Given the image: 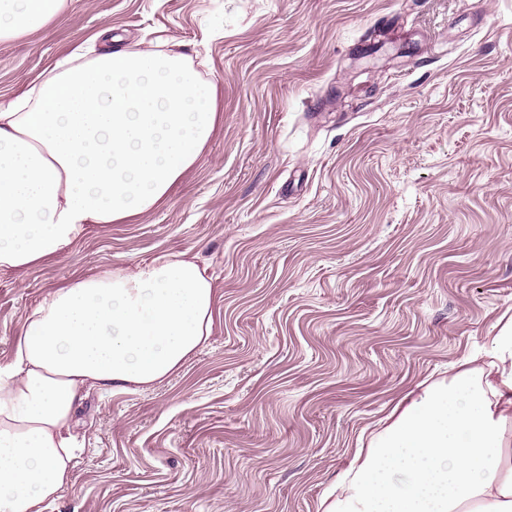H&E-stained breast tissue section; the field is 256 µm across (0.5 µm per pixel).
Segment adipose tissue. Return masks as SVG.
Returning <instances> with one entry per match:
<instances>
[{
  "label": "adipose tissue",
  "instance_id": "ef3b65f1",
  "mask_svg": "<svg viewBox=\"0 0 512 512\" xmlns=\"http://www.w3.org/2000/svg\"><path fill=\"white\" fill-rule=\"evenodd\" d=\"M67 0H0V41ZM216 87L185 54L112 47L65 57L0 112V270L73 247L166 200L216 125ZM215 288L187 255L100 268L48 292L0 366V512H44L71 483L86 385L149 388L212 333ZM324 512H512V318L446 381L404 398Z\"/></svg>",
  "mask_w": 512,
  "mask_h": 512
}]
</instances>
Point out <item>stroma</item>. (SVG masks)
I'll use <instances>...</instances> for the list:
<instances>
[{
    "instance_id": "1",
    "label": "stroma",
    "mask_w": 512,
    "mask_h": 512,
    "mask_svg": "<svg viewBox=\"0 0 512 512\" xmlns=\"http://www.w3.org/2000/svg\"><path fill=\"white\" fill-rule=\"evenodd\" d=\"M112 37L185 53L216 130L156 209L0 271V364L48 291L162 254L206 268L213 330L153 388L86 390L46 512H322L512 316V0H67L0 41V107Z\"/></svg>"
}]
</instances>
